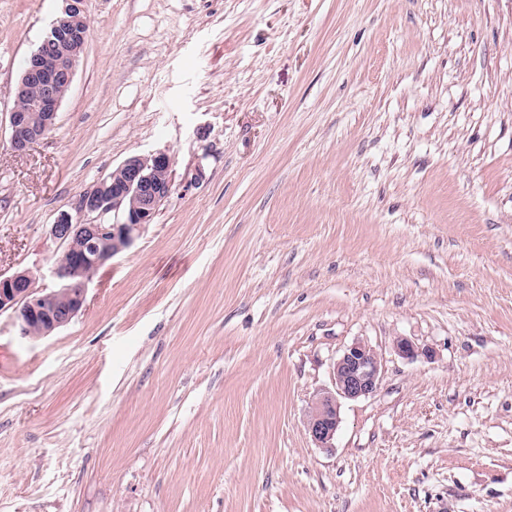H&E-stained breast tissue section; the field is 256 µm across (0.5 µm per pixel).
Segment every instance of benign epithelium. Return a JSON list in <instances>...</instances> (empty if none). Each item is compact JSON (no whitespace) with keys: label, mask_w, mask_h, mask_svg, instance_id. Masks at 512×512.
<instances>
[{"label":"benign epithelium","mask_w":512,"mask_h":512,"mask_svg":"<svg viewBox=\"0 0 512 512\" xmlns=\"http://www.w3.org/2000/svg\"><path fill=\"white\" fill-rule=\"evenodd\" d=\"M61 2L60 15L27 56L14 86L8 123L10 144L18 152L56 125L87 44V0ZM172 165L165 151L131 156L58 216L51 235L68 255L67 261L51 266L58 289L35 287L28 271L0 274V312L11 311L21 337L48 336L78 315L94 273L134 244L171 194ZM108 215L110 222L105 221ZM381 373L380 356L368 342L356 340L345 348L333 365L331 387L315 396L309 410L306 429L317 447L333 448L341 403L374 395Z\"/></svg>","instance_id":"1"}]
</instances>
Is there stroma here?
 I'll return each mask as SVG.
<instances>
[{"label": "stroma", "instance_id": "35a3bbf8", "mask_svg": "<svg viewBox=\"0 0 512 512\" xmlns=\"http://www.w3.org/2000/svg\"><path fill=\"white\" fill-rule=\"evenodd\" d=\"M59 8L0 0V274L56 289L52 224L130 156L173 189L69 324L0 313V512H512V0H89L19 153ZM358 339L382 380L328 451ZM60 15L25 61L8 112L10 144L25 151L56 125L89 33L87 0H60ZM382 364L368 342L356 340L345 348L333 365L331 388L322 389L309 410L306 429L319 448L331 449L340 426L342 401L368 398L378 389Z\"/></svg>", "mask_w": 512, "mask_h": 512}]
</instances>
